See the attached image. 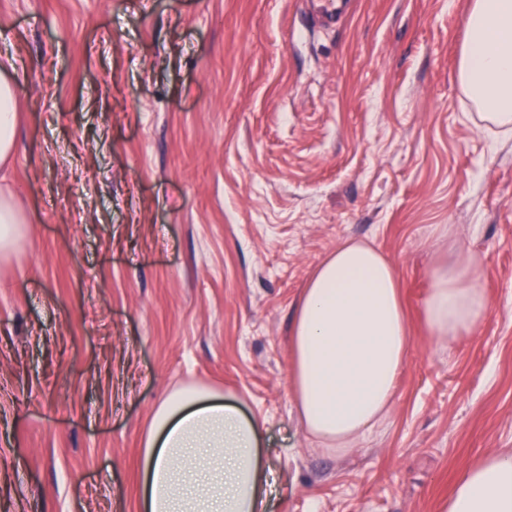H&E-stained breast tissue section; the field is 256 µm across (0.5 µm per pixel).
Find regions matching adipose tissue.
I'll use <instances>...</instances> for the list:
<instances>
[{"instance_id": "1", "label": "adipose tissue", "mask_w": 512, "mask_h": 512, "mask_svg": "<svg viewBox=\"0 0 512 512\" xmlns=\"http://www.w3.org/2000/svg\"><path fill=\"white\" fill-rule=\"evenodd\" d=\"M459 82L488 126L512 133V0H472ZM15 80L0 71V164L15 151ZM28 221L0 193V260ZM471 258L439 265L425 304L433 338L478 329L489 314ZM410 336L391 262L361 243L336 248L317 267L291 326L290 381L307 433L345 452L390 415ZM261 425L201 388L171 392L153 409L142 441L141 512H264ZM441 512H512V451L469 461Z\"/></svg>"}]
</instances>
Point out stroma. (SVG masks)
<instances>
[{
    "label": "stroma",
    "instance_id": "35a3bbf8",
    "mask_svg": "<svg viewBox=\"0 0 512 512\" xmlns=\"http://www.w3.org/2000/svg\"><path fill=\"white\" fill-rule=\"evenodd\" d=\"M471 0H0L18 83L0 189V512H137L153 406L213 389L262 426L267 512H440L512 450V139L459 84ZM346 241L393 264L411 342L389 417L336 454L289 381L290 327ZM492 313L441 344L440 262ZM23 224H29L25 213L12 197L0 193V260L9 257L16 249L23 233Z\"/></svg>",
    "mask_w": 512,
    "mask_h": 512
}]
</instances>
